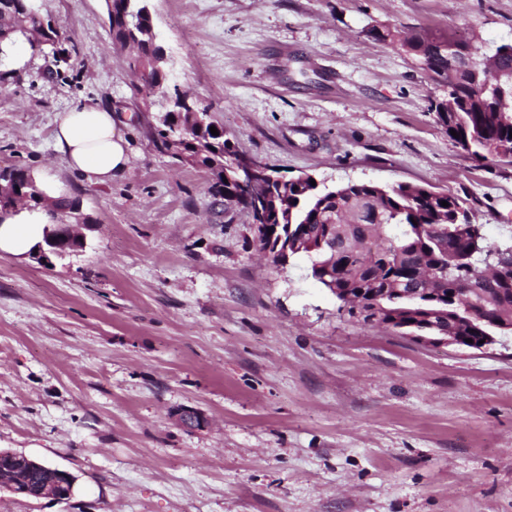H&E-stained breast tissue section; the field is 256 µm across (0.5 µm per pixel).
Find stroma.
Listing matches in <instances>:
<instances>
[{
	"mask_svg": "<svg viewBox=\"0 0 512 512\" xmlns=\"http://www.w3.org/2000/svg\"><path fill=\"white\" fill-rule=\"evenodd\" d=\"M64 53L0 59V170L63 183L91 219L51 264L0 256V449L77 478L70 501L0 492V512H512V337L433 349L350 318L159 152L104 0H37ZM169 83L241 156L333 189L371 181L467 200L512 245V165L473 161L435 121L403 47L512 43V0H149ZM122 114L131 169L106 186L53 146L58 112ZM202 412L187 428L178 415Z\"/></svg>",
	"mask_w": 512,
	"mask_h": 512,
	"instance_id": "stroma-1",
	"label": "stroma"
}]
</instances>
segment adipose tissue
<instances>
[{"instance_id": "adipose-tissue-1", "label": "adipose tissue", "mask_w": 512, "mask_h": 512, "mask_svg": "<svg viewBox=\"0 0 512 512\" xmlns=\"http://www.w3.org/2000/svg\"><path fill=\"white\" fill-rule=\"evenodd\" d=\"M54 148L67 168L89 183L107 185L133 161L129 143L111 109L83 103L58 113ZM51 229L42 210L21 209L0 220V253L26 257L36 253Z\"/></svg>"}]
</instances>
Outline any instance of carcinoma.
<instances>
[{"label":"carcinoma","mask_w":512,"mask_h":512,"mask_svg":"<svg viewBox=\"0 0 512 512\" xmlns=\"http://www.w3.org/2000/svg\"><path fill=\"white\" fill-rule=\"evenodd\" d=\"M107 19L112 43L136 50L138 80L164 99L179 97L178 88H169L166 63L158 61L147 0H112ZM21 38L55 46L61 26L41 13L36 0H0V55ZM438 42H449L457 50H442ZM404 44L416 53L429 51L425 71L458 101L457 112L432 103L437 123L459 134L452 141L471 158L489 159L488 143L507 140L512 132V54L498 58V73L479 96L483 66L467 56L468 43L440 35L412 37ZM213 125L170 106L153 142L180 164L205 170L215 203L223 204L234 197L233 186L223 177L224 163L235 150L224 129L211 134ZM18 195L31 207L42 200L26 170L1 171L0 196L13 204ZM462 210L467 207L460 198L424 186L385 188L361 182L330 190L298 179L284 184L277 211L267 223L294 225L308 242L300 255L324 287L336 282L341 291L366 301L384 323L398 320L421 328L430 324V311L443 309L448 315L433 323L435 332L455 336L460 347L470 349L498 335L502 322L512 319V269L493 278L477 271L491 247L478 228L477 241H471L457 221Z\"/></svg>","instance_id":"cac0c4a2"}]
</instances>
